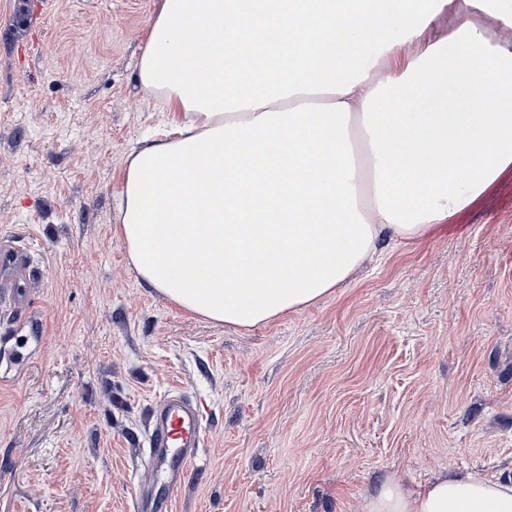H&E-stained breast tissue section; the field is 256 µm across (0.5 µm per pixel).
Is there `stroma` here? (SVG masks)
Wrapping results in <instances>:
<instances>
[{
    "label": "stroma",
    "mask_w": 512,
    "mask_h": 512,
    "mask_svg": "<svg viewBox=\"0 0 512 512\" xmlns=\"http://www.w3.org/2000/svg\"><path fill=\"white\" fill-rule=\"evenodd\" d=\"M158 0H0V238L35 250L0 312V512H132L155 403L201 402L171 512H359L390 472L512 476V173L453 223L248 331L144 287L122 173L160 123L136 82Z\"/></svg>",
    "instance_id": "stroma-1"
}]
</instances>
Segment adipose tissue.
I'll return each mask as SVG.
<instances>
[{
	"label": "adipose tissue",
	"instance_id": "1",
	"mask_svg": "<svg viewBox=\"0 0 512 512\" xmlns=\"http://www.w3.org/2000/svg\"><path fill=\"white\" fill-rule=\"evenodd\" d=\"M137 79L175 119L124 169L129 260L236 328L318 305L382 240L427 236L512 172V0H160ZM361 512H512V476L393 472Z\"/></svg>",
	"mask_w": 512,
	"mask_h": 512
}]
</instances>
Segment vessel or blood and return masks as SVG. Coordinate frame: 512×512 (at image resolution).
I'll list each match as a JSON object with an SVG mask.
<instances>
[{"label":"vessel or blood","mask_w":512,"mask_h":512,"mask_svg":"<svg viewBox=\"0 0 512 512\" xmlns=\"http://www.w3.org/2000/svg\"><path fill=\"white\" fill-rule=\"evenodd\" d=\"M32 265L28 247L14 240L0 242V298L13 309L28 304ZM204 432L201 407L184 396L164 397L153 408L147 434L149 463L164 477V505H171L191 465L199 462Z\"/></svg>","instance_id":"vessel-or-blood-1"}]
</instances>
